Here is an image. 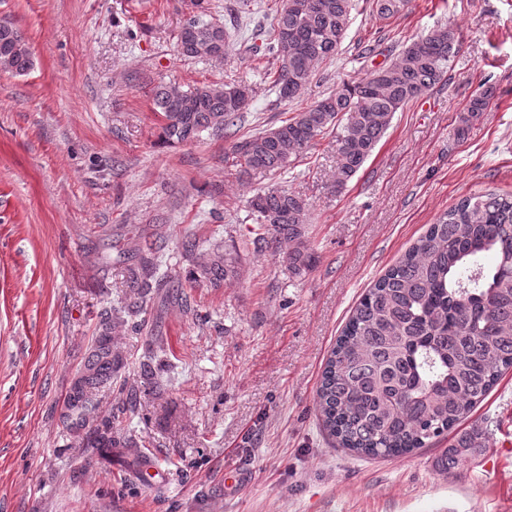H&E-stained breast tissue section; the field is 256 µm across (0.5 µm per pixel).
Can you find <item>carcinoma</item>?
I'll return each mask as SVG.
<instances>
[{
	"label": "carcinoma",
	"instance_id": "carcinoma-1",
	"mask_svg": "<svg viewBox=\"0 0 512 512\" xmlns=\"http://www.w3.org/2000/svg\"><path fill=\"white\" fill-rule=\"evenodd\" d=\"M410 0H371L372 11L390 19ZM353 0H283L271 32L255 53L276 61L265 72L280 102H292L312 79L314 67L341 52ZM230 38L226 26L194 14L177 36L185 58H222ZM457 33L440 25L406 43L396 58L365 76L339 83L320 100L268 129L234 141L230 151L239 172L285 175L329 128L336 135L340 192L363 167L395 114L443 82L458 53ZM34 65L29 43L16 25L0 21V71L23 75ZM488 87L467 105L466 123L485 111ZM252 89L161 82L153 110L164 139L172 144L224 132L248 107ZM258 230L285 245L288 271L299 276L314 257L306 243L308 203L298 193L271 186L249 201ZM490 254L487 268L478 258ZM150 247L138 250L126 268L131 289L127 314L136 316L168 282L156 278ZM238 275L236 257L214 250L201 276L214 286ZM101 314L99 335L87 350L81 375L64 401L60 420L85 448L107 458L122 455L128 442L114 431L120 415H97L98 396L113 387L125 362L114 349L112 322ZM512 369V194L494 190L461 197L369 288L354 308L322 372L316 406L323 431L336 444L372 459L407 457L455 432L437 458L436 469L456 475L485 447L487 432L458 431L501 376Z\"/></svg>",
	"mask_w": 512,
	"mask_h": 512
}]
</instances>
